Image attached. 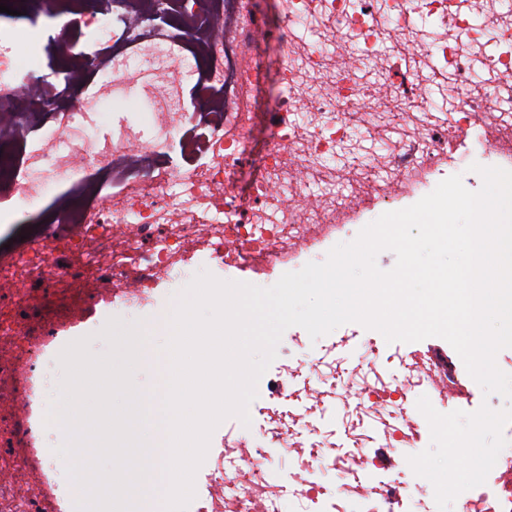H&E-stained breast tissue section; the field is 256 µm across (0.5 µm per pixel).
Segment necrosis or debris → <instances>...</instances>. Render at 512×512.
<instances>
[{
    "label": "necrosis or debris",
    "instance_id": "1",
    "mask_svg": "<svg viewBox=\"0 0 512 512\" xmlns=\"http://www.w3.org/2000/svg\"><path fill=\"white\" fill-rule=\"evenodd\" d=\"M12 0L59 21L49 38L0 27V224L52 196L53 208L22 242L0 252V512H69L44 423L58 356L103 313L146 318L185 289L194 267L257 278L287 273L374 206L430 193L433 174L472 147L512 168V7L504 0ZM429 19L432 34L419 22ZM274 50L278 88L262 163L248 187L262 50ZM99 76L101 89L68 99ZM157 77L140 101L146 124L114 113L112 137L96 119L115 76ZM198 77L186 108L183 83ZM37 141H30L31 132ZM267 377L260 436H224L237 463L209 458L191 512H401L380 480L407 469L404 449L429 436L409 398L432 392L450 367L465 401L478 388L455 350L411 355L400 379L376 374L350 391L355 372L310 367L279 349ZM304 396L305 412L287 413ZM353 421L375 419L385 439L326 455L311 420L327 400ZM287 450L288 483L269 472ZM339 483L318 479L323 467ZM454 512H512V456H498L483 485Z\"/></svg>",
    "mask_w": 512,
    "mask_h": 512
}]
</instances>
